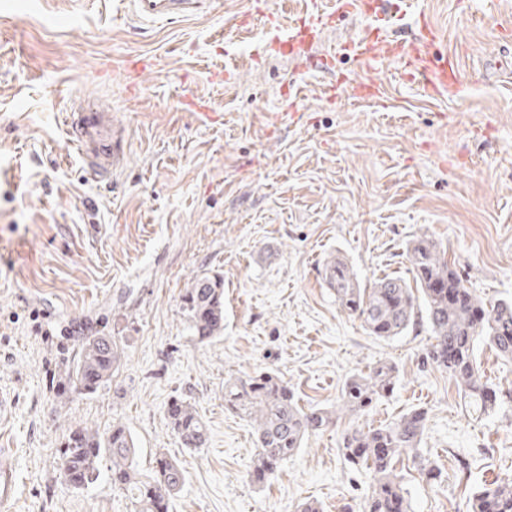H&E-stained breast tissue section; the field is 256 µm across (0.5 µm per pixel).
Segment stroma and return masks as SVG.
Instances as JSON below:
<instances>
[{
	"mask_svg": "<svg viewBox=\"0 0 512 512\" xmlns=\"http://www.w3.org/2000/svg\"><path fill=\"white\" fill-rule=\"evenodd\" d=\"M307 3L278 0L271 26L256 0L171 23L137 18L130 0H0V392L14 399L0 448L15 452L20 512H134L105 481H65L60 441L79 425L126 426L141 474L157 454L177 458L186 481L171 512H353L371 477L341 456L344 432L419 407L421 448L397 464L412 512H466L472 485L512 480V408L472 418L425 358L430 330L376 337L323 279L336 255L364 284L412 279L406 250L425 236L485 302L512 299V0H375L373 13L334 16L311 58L278 55L273 33ZM423 18L440 31L431 54L459 74L446 96L395 59L363 66L343 50L376 26L409 43ZM325 54L331 69H316ZM220 69L235 82L213 83ZM342 74L376 83L380 101L336 87ZM191 98L214 119L187 110ZM82 104L126 130L111 177L91 176L70 144L63 115ZM204 273L224 278V333L202 343L180 297ZM87 333L117 337L123 365L61 404ZM383 361L398 370L393 392L369 413L340 410L346 379ZM262 370L338 420L259 486L254 427L225 408L224 382ZM177 397L207 425L200 450L167 423ZM419 454L438 482L421 477Z\"/></svg>",
	"mask_w": 512,
	"mask_h": 512,
	"instance_id": "35a3bbf8",
	"label": "stroma"
}]
</instances>
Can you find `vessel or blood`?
Returning <instances> with one entry per match:
<instances>
[{"label":"vessel or blood","mask_w":512,"mask_h":512,"mask_svg":"<svg viewBox=\"0 0 512 512\" xmlns=\"http://www.w3.org/2000/svg\"><path fill=\"white\" fill-rule=\"evenodd\" d=\"M135 15L150 22L189 18L198 15L202 0H132ZM433 28H423L411 46L387 41L378 29L365 31L351 44L352 52L361 62H370L382 55H400L405 58L411 75L424 79L426 88L435 95L458 87L454 69L447 63L432 62L422 52L436 39ZM274 45L285 55H296L307 50L308 45L300 30H290L288 35L275 38ZM67 124L78 149L79 156L87 162L89 169L97 175L110 174L125 155L124 136L113 124L108 112L71 113ZM18 484L12 454L0 448V512H17Z\"/></svg>","instance_id":"vessel-or-blood-1"}]
</instances>
